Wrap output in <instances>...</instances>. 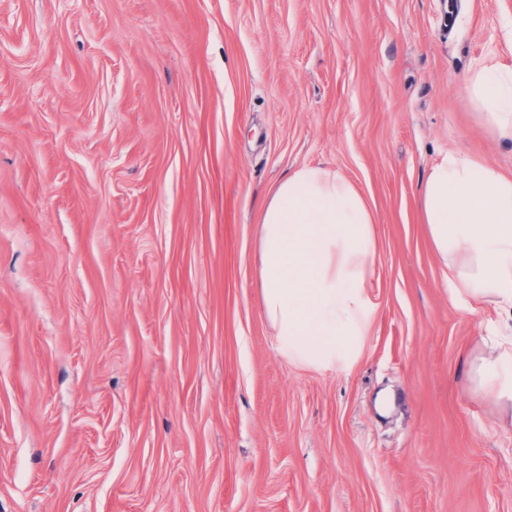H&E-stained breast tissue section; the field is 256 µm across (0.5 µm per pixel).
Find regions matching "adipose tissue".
<instances>
[{"label": "adipose tissue", "instance_id": "1", "mask_svg": "<svg viewBox=\"0 0 512 512\" xmlns=\"http://www.w3.org/2000/svg\"><path fill=\"white\" fill-rule=\"evenodd\" d=\"M466 91L487 126L512 140V64L483 63ZM421 208L451 299L512 313V178L451 152L430 170ZM258 224L262 307L280 354L307 368H348L375 313L367 199L340 172L305 165L277 185ZM476 380L487 400L512 408V334L490 346Z\"/></svg>", "mask_w": 512, "mask_h": 512}]
</instances>
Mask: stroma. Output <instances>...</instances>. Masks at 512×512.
<instances>
[{
	"instance_id": "1",
	"label": "stroma",
	"mask_w": 512,
	"mask_h": 512,
	"mask_svg": "<svg viewBox=\"0 0 512 512\" xmlns=\"http://www.w3.org/2000/svg\"><path fill=\"white\" fill-rule=\"evenodd\" d=\"M512 0H0V512H512L420 191L512 176L462 93ZM303 165L374 207L352 369L288 362L258 218Z\"/></svg>"
}]
</instances>
